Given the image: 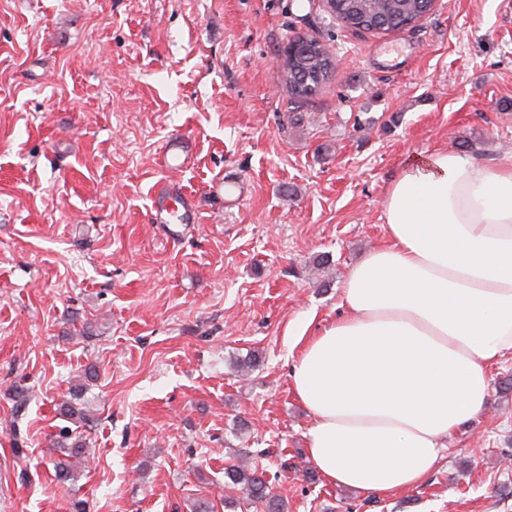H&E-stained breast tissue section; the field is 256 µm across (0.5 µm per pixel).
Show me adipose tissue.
<instances>
[{"label": "adipose tissue", "mask_w": 512, "mask_h": 512, "mask_svg": "<svg viewBox=\"0 0 512 512\" xmlns=\"http://www.w3.org/2000/svg\"><path fill=\"white\" fill-rule=\"evenodd\" d=\"M388 241L348 271L343 315L297 333L290 379L332 484L388 494L438 467L512 354V159L439 150L382 202Z\"/></svg>", "instance_id": "1"}]
</instances>
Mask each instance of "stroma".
I'll return each mask as SVG.
<instances>
[{"instance_id": "1", "label": "stroma", "mask_w": 512, "mask_h": 512, "mask_svg": "<svg viewBox=\"0 0 512 512\" xmlns=\"http://www.w3.org/2000/svg\"><path fill=\"white\" fill-rule=\"evenodd\" d=\"M295 36L337 54L305 101L278 69ZM460 143L512 155V0H435L388 33L326 0H0V512H266L224 502L241 457L286 512H512V356L391 494L325 481L289 381V336L340 317L386 242L390 183ZM163 184L193 221H159ZM64 426L88 446L66 481Z\"/></svg>"}]
</instances>
